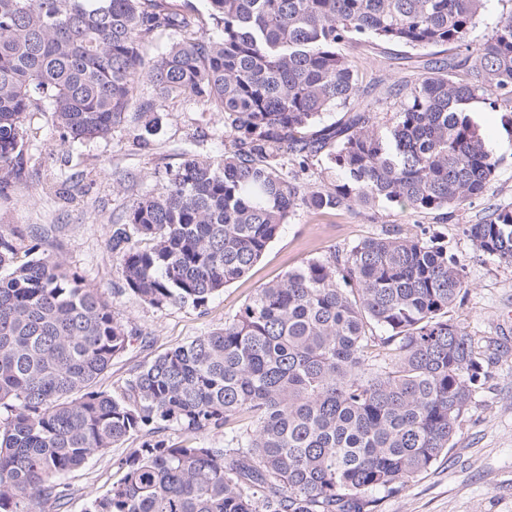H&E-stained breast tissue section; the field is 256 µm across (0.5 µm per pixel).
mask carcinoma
<instances>
[{"mask_svg":"<svg viewBox=\"0 0 512 512\" xmlns=\"http://www.w3.org/2000/svg\"><path fill=\"white\" fill-rule=\"evenodd\" d=\"M206 2L218 37L168 0H0V194L22 178L30 113L51 112L64 143L116 128L146 142L160 116L136 98L142 78L224 113V154L185 152L113 231L119 292L201 309L299 211L446 212L494 179L469 105L512 103V14L474 43L486 0ZM163 32L181 39L146 56ZM368 40L456 54L392 83L382 126L344 52ZM318 157L327 183L305 178ZM464 233L512 268V209ZM53 240L50 227L0 225V512H64L69 475L132 437L123 478L86 512H377L376 494L448 453L490 378L448 317L464 265L423 227L304 261L109 394L98 379L140 334ZM172 427L191 439H167Z\"/></svg>","mask_w":512,"mask_h":512,"instance_id":"obj_1","label":"carcinoma"}]
</instances>
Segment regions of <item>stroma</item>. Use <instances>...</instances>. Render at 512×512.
Wrapping results in <instances>:
<instances>
[{
	"mask_svg": "<svg viewBox=\"0 0 512 512\" xmlns=\"http://www.w3.org/2000/svg\"><path fill=\"white\" fill-rule=\"evenodd\" d=\"M347 53L359 70L372 110L380 116L391 109L385 100L387 86L415 80L424 61L416 51L372 43L348 47ZM159 112L161 123L146 146L123 128L105 140L65 144L51 113L28 115L25 174L13 182L8 195H0V224L58 225L56 254L77 268L88 285L108 291L116 315L141 333V340L113 360L98 389L120 393L139 364L223 326L257 288L308 259L387 231L412 236L420 225H430L449 253L460 258L469 283L461 304L451 309V318L476 346L497 347L499 354L490 366L488 383L472 398L453 448L400 491L381 495L377 512H512V269L474 252L462 232L463 225L512 207V112H494L479 101L471 106L500 164L484 195L465 209L444 220L394 207L375 219L344 210L301 211L282 227L250 273L216 294L206 309L158 310L132 294H113L120 275L119 257L110 246L112 230L123 223L134 201L161 188L167 170L178 165L183 151L207 157L224 151L223 113L185 98L164 101ZM138 446V439L127 440L73 472L66 512H85L92 496L118 482L122 461Z\"/></svg>",
	"mask_w": 512,
	"mask_h": 512,
	"instance_id": "1",
	"label": "stroma"
}]
</instances>
